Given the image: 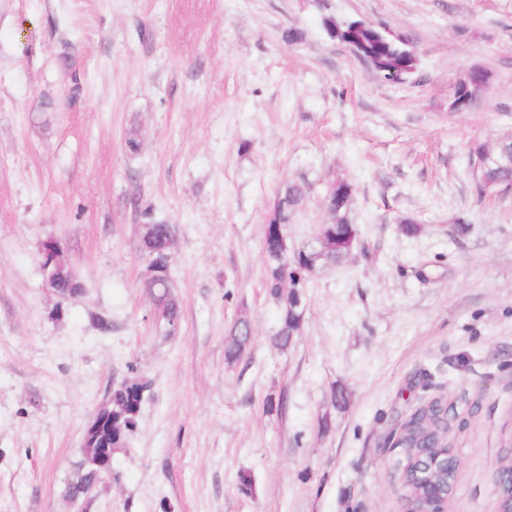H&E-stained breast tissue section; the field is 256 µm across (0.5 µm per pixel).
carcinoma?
<instances>
[{"instance_id":"1","label":"carcinoma","mask_w":512,"mask_h":512,"mask_svg":"<svg viewBox=\"0 0 512 512\" xmlns=\"http://www.w3.org/2000/svg\"><path fill=\"white\" fill-rule=\"evenodd\" d=\"M380 27L366 25L350 34L347 42L351 44V54L359 61L374 70L379 76L392 83H402L411 76V70L419 66V57L411 52V48L388 37L378 36ZM495 161L489 163L480 176L487 181H501L506 186H512V137L503 135L494 149ZM302 187L290 183L278 192L269 223L280 224L288 228L294 217L295 206L302 201ZM348 210L342 209L329 215L328 224L323 226L321 237L306 249L311 255L316 268L325 264L341 261L347 251L336 248V237L356 228L347 216ZM154 235L148 246L160 253L172 249L176 228L173 224L162 221L153 222ZM283 249L281 242L268 240L265 242V252L269 261L266 288L280 307L279 326L273 335L274 346L286 350L291 345L294 336L299 331L301 316L304 311L302 288L309 280L307 274L298 267L295 260H278L277 254ZM151 295L162 310L169 330L176 329L179 321V304L171 292V288L157 287ZM250 340V328L246 322L235 327L231 341L225 348V358L234 362L238 360L246 344ZM150 384L138 378L124 380L112 388L108 406L99 411L101 415L112 418V447L124 450L128 447V439L135 431L144 393ZM433 419L434 427L413 426L406 423L403 427L402 443L407 452V465L403 471V484L406 495L414 497L417 506L428 507L424 489L430 484L448 486L452 477L446 470H435L428 473L419 467L417 456L421 452L419 446L430 444V452L438 455L448 452V441L445 437L447 428L446 413L443 412L439 402H434L422 411ZM104 484L101 476L78 465L75 478L69 483L67 494L75 499H82L89 495V489H96Z\"/></svg>"}]
</instances>
